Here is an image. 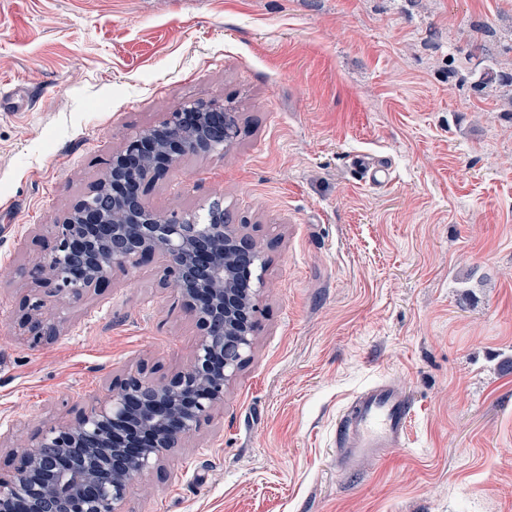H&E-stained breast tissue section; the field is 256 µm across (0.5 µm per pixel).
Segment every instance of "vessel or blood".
<instances>
[{"instance_id": "obj_1", "label": "vessel or blood", "mask_w": 512, "mask_h": 512, "mask_svg": "<svg viewBox=\"0 0 512 512\" xmlns=\"http://www.w3.org/2000/svg\"><path fill=\"white\" fill-rule=\"evenodd\" d=\"M411 402L397 387L376 383L360 391L344 408L336 426L342 469L355 472L388 449L402 447Z\"/></svg>"}]
</instances>
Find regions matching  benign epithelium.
Returning a JSON list of instances; mask_svg holds the SVG:
<instances>
[{
  "label": "benign epithelium",
  "instance_id": "obj_1",
  "mask_svg": "<svg viewBox=\"0 0 512 512\" xmlns=\"http://www.w3.org/2000/svg\"><path fill=\"white\" fill-rule=\"evenodd\" d=\"M236 136L222 104L176 108L126 139L105 175L52 225L53 250L31 278L77 303L115 267L157 253L198 335L184 367L159 381L130 374L75 421L31 440L13 472L0 476V512H122L135 478L224 405L255 345L261 248L244 225L224 223L220 206L203 224L162 215L145 192L183 157L224 150ZM25 326L34 345L59 333L40 298L28 303Z\"/></svg>",
  "mask_w": 512,
  "mask_h": 512
}]
</instances>
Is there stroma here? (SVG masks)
Segmentation results:
<instances>
[{
  "label": "stroma",
  "instance_id": "35a3bbf8",
  "mask_svg": "<svg viewBox=\"0 0 512 512\" xmlns=\"http://www.w3.org/2000/svg\"><path fill=\"white\" fill-rule=\"evenodd\" d=\"M488 65L512 73V0H0V471L128 372L188 361L160 256L73 305L28 271L113 150L215 100L236 142L147 198L221 202L261 244L256 345L123 512H512V94L474 91ZM36 295L59 328L38 345ZM381 381L412 403L404 445L344 472L336 419Z\"/></svg>",
  "mask_w": 512,
  "mask_h": 512
}]
</instances>
